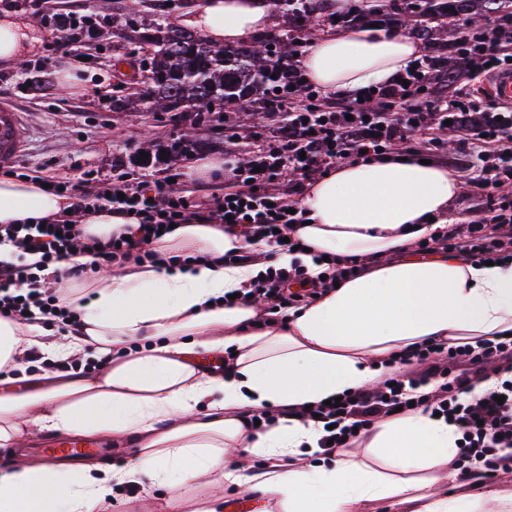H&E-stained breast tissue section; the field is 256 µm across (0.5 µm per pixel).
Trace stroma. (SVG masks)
Masks as SVG:
<instances>
[{"label":"stroma","instance_id":"1","mask_svg":"<svg viewBox=\"0 0 512 512\" xmlns=\"http://www.w3.org/2000/svg\"><path fill=\"white\" fill-rule=\"evenodd\" d=\"M123 2L97 0L96 16L102 29L91 42L86 61L79 64L85 81L82 91L69 90L54 78L42 89L26 93L19 87L27 79L24 67L43 65L48 32L36 24V0H0V14L8 11L19 21L33 24L37 38L21 64L0 66V99L22 112L28 129L26 145L16 162L7 167V175L67 181L81 190L94 191L119 177L133 179L146 174L161 179L176 174L189 197H196L201 188L223 193V177L199 180L193 178L192 171L200 162L221 161L229 154L248 160L268 129L262 109L258 103H248L208 113L205 123L200 124L192 112L174 115L113 108L112 98H134L143 90L142 84L130 82L114 69L113 59L127 58L136 68L151 52L150 46L114 33L110 18L120 13ZM188 132L197 139V147L186 148L172 159L160 158V151L181 141ZM146 150L155 154V161L146 166L136 164V157ZM491 488L512 496V472L499 473L489 481L469 470L451 480L440 479L435 485L438 493L451 496ZM147 497L155 501V512H167L168 490L146 483L119 487L107 512H140V503Z\"/></svg>","mask_w":512,"mask_h":512}]
</instances>
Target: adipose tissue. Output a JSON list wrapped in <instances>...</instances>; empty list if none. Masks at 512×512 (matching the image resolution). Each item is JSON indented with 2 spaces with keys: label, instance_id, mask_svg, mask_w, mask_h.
Instances as JSON below:
<instances>
[{
  "label": "adipose tissue",
  "instance_id": "obj_1",
  "mask_svg": "<svg viewBox=\"0 0 512 512\" xmlns=\"http://www.w3.org/2000/svg\"><path fill=\"white\" fill-rule=\"evenodd\" d=\"M270 23L264 0H205L187 21L215 46L244 42ZM419 52L406 33L352 28L319 41L305 66L326 93L352 98L390 82ZM461 190L455 173L413 155L348 163L314 180L303 201L309 222L293 227L308 247L300 259L309 281L322 278L319 256L364 271L280 321H264L254 298L222 302L265 270L270 246L196 223L153 248L165 257L209 255L211 264L126 263L79 283L81 333L0 320V367L34 352L55 362L90 349L106 360L94 376L53 372L31 390L0 394V448L16 452L0 472V512H101L115 487L141 480L170 489L168 512H181L179 490L190 481L210 488L195 512H224L229 490L257 499V512H360L376 500L395 512H503L507 500L492 490L478 502L433 492L460 438L444 420L421 410L385 419L368 433L365 454L343 451L324 465L312 461L318 424L301 415L306 405L375 385L384 361L403 349L512 335V262L412 255L443 231ZM65 207L39 180L0 177V224H35ZM69 216L101 237L123 222L106 210ZM231 250L248 257L220 264ZM399 251L407 259L393 261ZM228 348L235 355L220 374L193 359ZM274 409L276 422L250 434L247 417ZM37 432L132 441L136 453L120 468L36 465L21 448ZM374 458L384 470L371 467Z\"/></svg>",
  "mask_w": 512,
  "mask_h": 512
}]
</instances>
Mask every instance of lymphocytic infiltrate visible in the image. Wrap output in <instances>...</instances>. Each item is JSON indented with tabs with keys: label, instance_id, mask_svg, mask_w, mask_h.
Segmentation results:
<instances>
[{
	"label": "lymphocytic infiltrate",
	"instance_id": "lymphocytic-infiltrate-1",
	"mask_svg": "<svg viewBox=\"0 0 512 512\" xmlns=\"http://www.w3.org/2000/svg\"><path fill=\"white\" fill-rule=\"evenodd\" d=\"M314 44V37L302 38L288 59L304 96L298 99L293 90L283 91L277 132L257 145L248 163L225 159L224 175L240 183V190L204 201L181 195L175 184L165 180L148 188L109 185L92 195L74 191L70 195L74 210L107 208L133 217L122 234L86 243L80 240V225L70 226L61 219L48 220L43 227L1 224L0 239L12 244L16 258L0 261V318L20 323L25 312L36 307L61 323L64 330L79 332L80 314L63 281L118 262L157 263L152 244L159 239L163 225L196 220L221 224L228 230L245 225L269 243L292 250L298 241L292 238L291 227L306 220V210L297 200L306 182L333 166L364 155L376 156L378 149H391L447 122L462 145L493 151L492 164L484 166L472 181L487 205L471 223L451 225L446 234L420 243L419 248L481 261L511 259L512 197L502 189L512 184V109L478 97H459L448 87V64L469 61L493 71L512 66V11L495 15L479 28L459 24L457 36L449 39L442 53L423 54L398 78L375 91H364L361 98L330 104L325 103L322 89L297 69ZM288 174L295 175L296 181L287 194L281 183ZM77 245L82 246L87 265L60 266V259ZM33 253L41 256L34 269L24 262L26 255ZM42 272L58 282V289L36 288ZM304 277L296 268H269L251 291L272 295L274 306L284 310L314 299L315 289L293 288ZM425 364L430 367L428 374L415 375L414 367ZM490 365L504 371L512 367V336L488 340L475 348L427 341L395 358L378 386L356 390L337 406H312L304 415L326 425L318 445L332 454L350 447L376 419L394 416L399 409L407 413L412 407L422 408L455 426L461 435L462 455L492 478L498 472L512 471V380H504L494 391L475 393V376ZM434 379L439 382L437 393H422V386Z\"/></svg>",
	"mask_w": 512,
	"mask_h": 512
}]
</instances>
